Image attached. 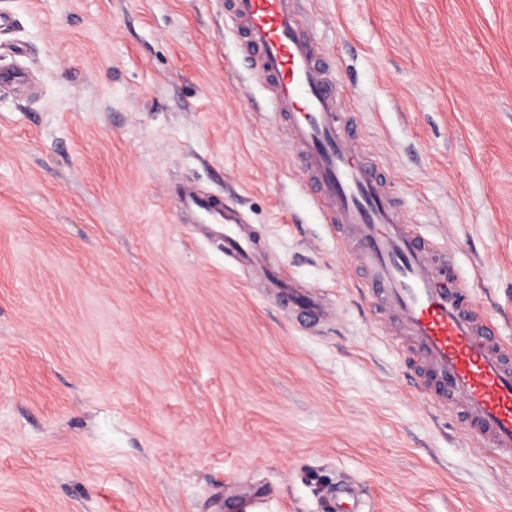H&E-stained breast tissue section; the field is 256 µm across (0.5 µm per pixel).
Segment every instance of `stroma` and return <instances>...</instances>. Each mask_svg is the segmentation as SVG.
Instances as JSON below:
<instances>
[{"instance_id": "obj_1", "label": "stroma", "mask_w": 512, "mask_h": 512, "mask_svg": "<svg viewBox=\"0 0 512 512\" xmlns=\"http://www.w3.org/2000/svg\"><path fill=\"white\" fill-rule=\"evenodd\" d=\"M0 512H512L358 287L224 0H0ZM406 216L512 343V0H304ZM323 298L299 324L175 187ZM180 210L192 215L196 224L214 225L224 236V254L242 268H265L266 252L245 228L241 211L213 195H204L185 183L178 195ZM222 226V228H221ZM361 503L349 484L337 486L331 493L329 512H359Z\"/></svg>"}]
</instances>
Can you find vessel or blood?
I'll return each mask as SVG.
<instances>
[{"mask_svg": "<svg viewBox=\"0 0 512 512\" xmlns=\"http://www.w3.org/2000/svg\"><path fill=\"white\" fill-rule=\"evenodd\" d=\"M302 0H226L224 16L240 36V50L270 89L280 119L304 172L325 200L333 221L356 243L371 301L396 311L401 332L423 364L434 406H456L466 433L485 443L499 461L512 463V345L498 339L450 272L452 251L411 224L388 189V177L361 146V136L342 112L336 77L315 41L301 27ZM180 210L195 223L220 227L224 253L243 268H263L267 255L246 229L240 210L190 183L178 195ZM289 310L309 324L325 316L315 291L295 287L273 272ZM350 485L331 493L330 512H360Z\"/></svg>", "mask_w": 512, "mask_h": 512, "instance_id": "vessel-or-blood-1", "label": "vessel or blood"}]
</instances>
